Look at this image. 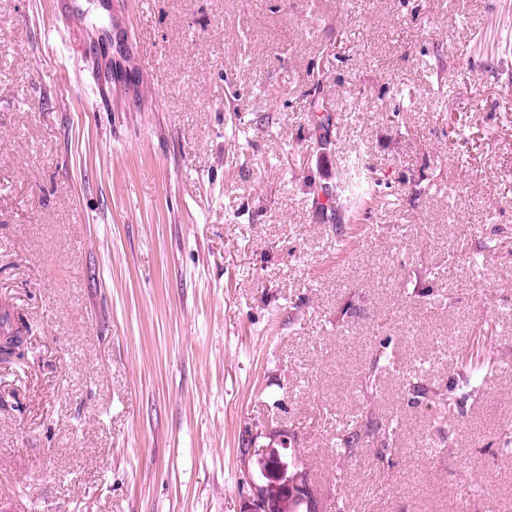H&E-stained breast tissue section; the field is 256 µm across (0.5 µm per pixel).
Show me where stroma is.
<instances>
[{
	"label": "stroma",
	"instance_id": "35a3bbf8",
	"mask_svg": "<svg viewBox=\"0 0 512 512\" xmlns=\"http://www.w3.org/2000/svg\"><path fill=\"white\" fill-rule=\"evenodd\" d=\"M84 9L0 0V307L28 328L0 367V512H242L247 449L282 430L324 507L512 512V0ZM106 29L156 59L122 112L87 77ZM353 171L390 205L322 223L312 183ZM382 342L400 433L338 462ZM500 367L502 366L497 358L487 354L484 356L481 366L474 368L466 377L465 384L471 387L472 392H477L483 386L485 377L497 371Z\"/></svg>",
	"mask_w": 512,
	"mask_h": 512
}]
</instances>
